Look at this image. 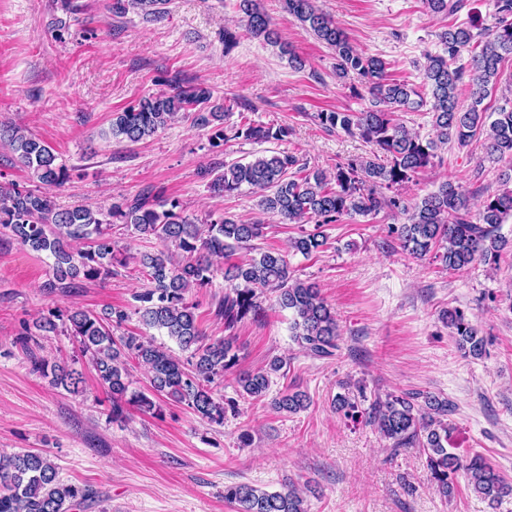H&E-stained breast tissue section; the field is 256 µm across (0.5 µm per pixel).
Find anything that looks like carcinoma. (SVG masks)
Instances as JSON below:
<instances>
[{
    "label": "carcinoma",
    "mask_w": 512,
    "mask_h": 512,
    "mask_svg": "<svg viewBox=\"0 0 512 512\" xmlns=\"http://www.w3.org/2000/svg\"><path fill=\"white\" fill-rule=\"evenodd\" d=\"M286 11L318 40L328 45L336 58V76H356L370 97L363 112H319L317 120L328 130L359 136L373 146L361 160L338 163L330 172L307 170L292 154L274 152L248 162L224 163L210 169L211 190L230 195L247 186L258 194L262 213L279 218L283 224H308L315 229L290 240L293 251L307 257L326 244L325 224L344 216L376 214L384 208L410 212L408 223L392 225L400 245L416 256L433 254V259L451 271H462L480 261L496 264L506 244L499 229L512 218V165L498 179L504 189L484 200L478 212H471L467 195L452 181L408 206L397 194L414 176L434 165L438 145L452 140L467 146L477 135L485 136L486 158L512 160V109L489 111L484 101L496 89L502 62L512 58V0H497L493 26L484 29L485 41L476 48L478 35L469 27H450L439 34L442 52L425 54L420 85L388 78L386 62L379 56L358 50L333 19L321 12L314 0H283ZM168 0H115L112 11L129 8L157 20ZM433 13H452L460 0H423ZM246 29L272 46L279 45L270 18L259 0H239ZM469 53L468 67L455 65ZM470 73V104L460 105L457 88ZM211 90L202 85L175 86L171 92L150 95L136 106L112 115L109 135L138 143L165 128L181 112H195V123L210 129V144L220 148L237 140L282 141L288 129L239 123L224 124L225 112L211 103ZM430 107L436 138L424 140L410 134L399 122L398 113ZM15 161L29 180L44 186L63 185L68 177L54 149L46 142L13 127L3 131ZM296 169L290 176L288 171ZM392 195H387V192ZM118 220L139 235L154 238L162 249L144 252L137 258L149 287L135 295L134 312L112 307L102 313L56 306L33 322H23L16 342L30 351L34 372L52 374L53 382L76 393L84 383L81 372L31 353L37 337L54 333L63 324L88 358L99 384L110 397L112 420L128 418L130 406L152 415L162 414L160 395L185 405L212 423H224L226 408L236 401L216 397L213 384L235 375L243 398L261 400L271 388V375L279 372L283 360L275 358L258 371L236 372L239 355L232 337L210 339L200 328L195 309L188 300L195 288L212 282L218 268L213 258L227 259L241 248L256 255L242 263H229L224 280L230 288L218 303L216 315L224 319V330L233 331L245 318L260 310V295L269 290L276 304L292 313L290 329L299 348L316 358H330L338 349L339 329L333 308L318 288L291 276L285 255L264 251L253 244L263 237L264 224L222 216L198 224L183 215L180 203L160 194L140 193L121 198L107 211L84 205L58 207L37 188L15 181L0 182V227L7 229L22 247L47 252L53 258L51 275L43 288L49 295L64 293L80 281H105L113 267L126 266L112 242V223ZM143 325L164 333L182 350L190 352L182 362L163 347L143 336L114 335L131 314ZM441 320L452 329L464 354L480 358L485 339L466 311L452 308ZM136 360L148 370L152 392L130 389L127 361ZM423 399L427 413L416 408ZM308 395L288 391L275 400L281 412L297 414L307 409ZM336 407L348 418L358 417V403L350 394H338ZM453 403L431 394L406 393L375 398L368 411L369 423L392 442V449L420 448L427 458L432 482L443 497L454 490V479L464 477L468 487L494 505L512 496V481L501 475L485 458L475 454L462 458L448 448V413ZM94 498L91 488L64 482L56 463L46 452L24 450L0 454V512H71L73 506ZM224 500L234 512H307L305 500L293 487L268 492L248 484L224 487Z\"/></svg>",
    "instance_id": "obj_1"
}]
</instances>
